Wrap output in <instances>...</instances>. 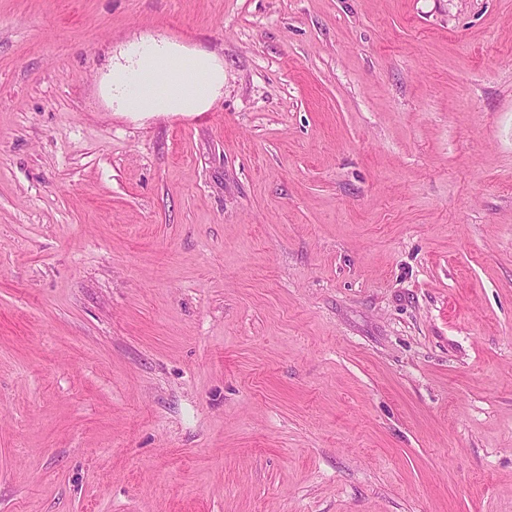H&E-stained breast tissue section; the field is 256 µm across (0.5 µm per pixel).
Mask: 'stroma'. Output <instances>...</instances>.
<instances>
[{
    "instance_id": "obj_1",
    "label": "stroma",
    "mask_w": 512,
    "mask_h": 512,
    "mask_svg": "<svg viewBox=\"0 0 512 512\" xmlns=\"http://www.w3.org/2000/svg\"><path fill=\"white\" fill-rule=\"evenodd\" d=\"M0 512H512V0H0ZM102 84L116 112L190 114L204 111L224 88V68L210 54L151 36L113 57Z\"/></svg>"
}]
</instances>
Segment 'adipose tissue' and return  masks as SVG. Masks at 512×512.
I'll list each match as a JSON object with an SVG mask.
<instances>
[{
    "instance_id": "adipose-tissue-1",
    "label": "adipose tissue",
    "mask_w": 512,
    "mask_h": 512,
    "mask_svg": "<svg viewBox=\"0 0 512 512\" xmlns=\"http://www.w3.org/2000/svg\"><path fill=\"white\" fill-rule=\"evenodd\" d=\"M223 86L224 69L213 56L161 36L130 42L103 78L114 111L151 115L204 111Z\"/></svg>"
}]
</instances>
